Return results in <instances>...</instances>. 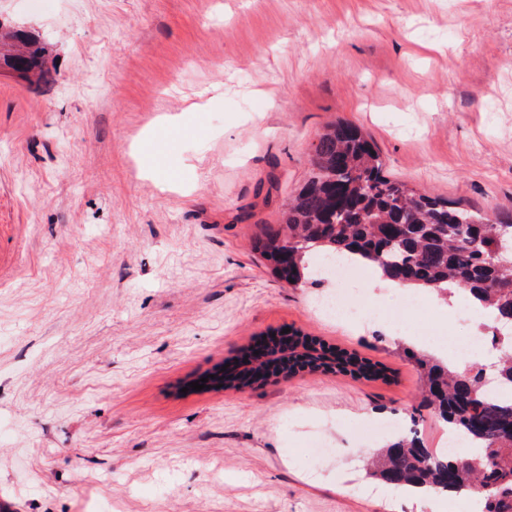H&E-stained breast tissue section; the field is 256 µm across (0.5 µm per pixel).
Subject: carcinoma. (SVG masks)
Returning a JSON list of instances; mask_svg holds the SVG:
<instances>
[{
  "label": "carcinoma",
  "instance_id": "obj_1",
  "mask_svg": "<svg viewBox=\"0 0 512 512\" xmlns=\"http://www.w3.org/2000/svg\"><path fill=\"white\" fill-rule=\"evenodd\" d=\"M310 173L286 201L282 222L268 224L255 249L271 275L291 287L310 278L314 253L347 256L403 285L448 286L495 314L493 369L475 365L460 373L428 353L395 345L414 361L423 384L410 427L380 449L367 466L384 483L423 494H482L481 512H512V396L487 392V377L512 389V217L490 219L478 211L448 205L384 173L373 145L352 124L326 126L313 144ZM288 349L275 334L259 354L244 349L242 369L206 374L205 386L249 388L273 372L292 377L302 370L349 374L365 380L386 378L379 364L356 352L334 348L298 330L288 332ZM444 431L468 438L473 451L448 457L429 451L420 436L421 409Z\"/></svg>",
  "mask_w": 512,
  "mask_h": 512
}]
</instances>
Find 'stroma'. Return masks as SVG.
Segmentation results:
<instances>
[{
  "mask_svg": "<svg viewBox=\"0 0 512 512\" xmlns=\"http://www.w3.org/2000/svg\"><path fill=\"white\" fill-rule=\"evenodd\" d=\"M0 503L12 512H432L360 494L418 372L252 248L332 122L411 187L512 215V0H0ZM389 380L191 390L268 333ZM321 437L339 453L313 464Z\"/></svg>",
  "mask_w": 512,
  "mask_h": 512,
  "instance_id": "stroma-1",
  "label": "stroma"
}]
</instances>
